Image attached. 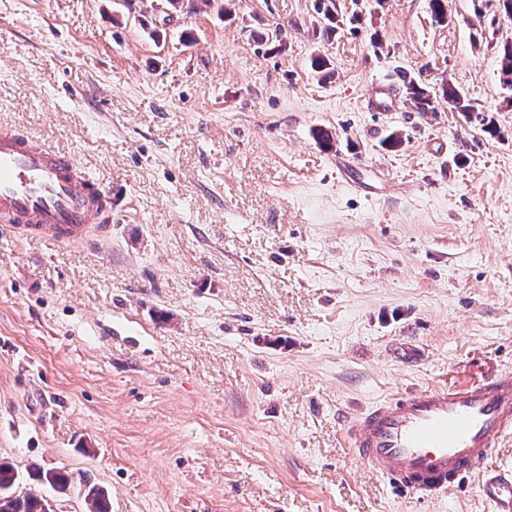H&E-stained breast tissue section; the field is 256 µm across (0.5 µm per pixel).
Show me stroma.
Here are the masks:
<instances>
[{
    "instance_id": "stroma-1",
    "label": "stroma",
    "mask_w": 512,
    "mask_h": 512,
    "mask_svg": "<svg viewBox=\"0 0 512 512\" xmlns=\"http://www.w3.org/2000/svg\"><path fill=\"white\" fill-rule=\"evenodd\" d=\"M314 2L165 25V0H0V128L112 189L108 232L0 234V460L56 512L88 483L111 512H495L478 476L397 491L345 430L396 392L512 373V16L336 0L327 35ZM408 78L472 112H413ZM387 93L399 110L374 109Z\"/></svg>"
}]
</instances>
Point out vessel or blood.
I'll return each instance as SVG.
<instances>
[{
  "label": "vessel or blood",
  "instance_id": "obj_1",
  "mask_svg": "<svg viewBox=\"0 0 512 512\" xmlns=\"http://www.w3.org/2000/svg\"><path fill=\"white\" fill-rule=\"evenodd\" d=\"M111 213V189L84 175L68 155L0 129V226L70 244ZM347 434L353 455L395 488L421 497L445 494L481 473L512 434V376L393 394L350 417ZM487 483L498 512H512V476L496 474Z\"/></svg>",
  "mask_w": 512,
  "mask_h": 512
}]
</instances>
